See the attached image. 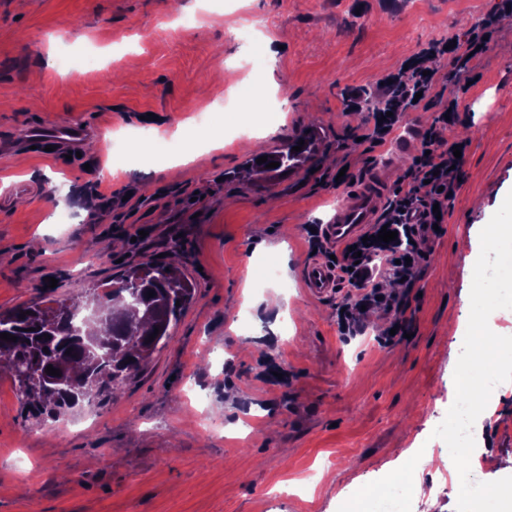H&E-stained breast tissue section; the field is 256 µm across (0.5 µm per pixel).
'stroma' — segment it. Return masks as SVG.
<instances>
[{"mask_svg":"<svg viewBox=\"0 0 512 512\" xmlns=\"http://www.w3.org/2000/svg\"><path fill=\"white\" fill-rule=\"evenodd\" d=\"M497 0H0V311L80 297L162 253L187 257L195 295L169 344L112 395L70 416L35 419L0 373V512H337L372 479L440 448L435 414L454 401L457 331L470 315L469 270L480 227L512 191V20L475 62L447 143L467 148L456 191L424 246L409 294L412 338L381 344L391 315L369 312L356 337L336 324L341 295L316 298L301 272L306 227L331 219L357 169L402 152L359 139L370 108L343 94L375 88L434 39L460 37ZM284 45L254 75L266 42ZM260 127L262 151L321 134L312 170L250 172L233 145L207 165L115 167L110 144L204 115ZM93 124L78 157L14 145L35 125ZM30 193L13 197L14 182ZM70 213L59 222L60 213ZM182 225L179 244L168 241ZM146 239H137L138 231ZM278 277L262 279L265 260ZM279 379H270V370ZM476 421L479 473L512 474V381ZM396 512H456L441 468Z\"/></svg>","mask_w":512,"mask_h":512,"instance_id":"1","label":"stroma"}]
</instances>
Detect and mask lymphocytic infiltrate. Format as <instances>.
Here are the masks:
<instances>
[{
  "mask_svg": "<svg viewBox=\"0 0 512 512\" xmlns=\"http://www.w3.org/2000/svg\"><path fill=\"white\" fill-rule=\"evenodd\" d=\"M511 16L512 0H498L496 10L484 16L455 46H448L443 38L432 40L407 60L404 69L378 84V103L373 109L375 122L361 135L371 146L383 145L405 113L432 104L437 110L420 134V152L388 198L378 223L369 226L366 239H355L351 248L342 247L335 252L331 265L339 287L346 290L343 310L337 315L343 334L353 333L352 309L362 305L396 309L395 326L402 333L409 329L411 321L405 316L403 297L385 293L384 285L415 277L423 258V240L436 224L437 213L447 212L448 200L455 192L448 180V162L454 154L442 133L449 125L445 115L456 111L457 101L446 98L445 92L447 87L459 86L468 77L474 60L482 53L484 37L493 36L501 21ZM446 54L451 56L453 65L441 81L428 73L427 62L431 57ZM383 227L396 232L394 241L379 240L378 232Z\"/></svg>",
  "mask_w": 512,
  "mask_h": 512,
  "instance_id": "f902f5d3",
  "label": "lymphocytic infiltrate"
}]
</instances>
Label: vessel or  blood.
Returning <instances> with one entry per match:
<instances>
[{"label":"vessel or blood","instance_id":"1","mask_svg":"<svg viewBox=\"0 0 512 512\" xmlns=\"http://www.w3.org/2000/svg\"><path fill=\"white\" fill-rule=\"evenodd\" d=\"M95 131L94 125L71 126L52 124L30 128L25 132V144L46 147H77ZM390 187L385 167L373 168L370 176L357 182L348 190L336 209L329 224L324 225L323 233L329 241L342 245L356 238L362 228L376 223L384 206ZM305 290L316 297L331 294L336 286V274L328 262L315 259L305 265L301 273Z\"/></svg>","mask_w":512,"mask_h":512}]
</instances>
